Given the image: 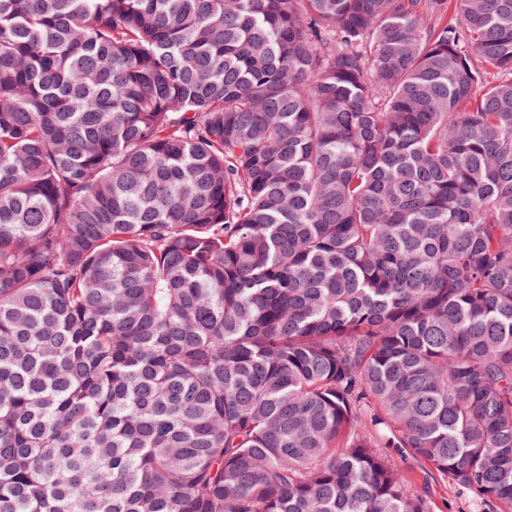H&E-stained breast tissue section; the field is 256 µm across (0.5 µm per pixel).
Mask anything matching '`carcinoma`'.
I'll use <instances>...</instances> for the list:
<instances>
[{"mask_svg":"<svg viewBox=\"0 0 512 512\" xmlns=\"http://www.w3.org/2000/svg\"><path fill=\"white\" fill-rule=\"evenodd\" d=\"M512 512V0H0V512ZM398 468L411 480V493L424 496L432 507V512H501L506 510L491 504L472 492L440 479L436 474L427 475L425 465L405 448H382Z\"/></svg>","mask_w":512,"mask_h":512,"instance_id":"1","label":"carcinoma"}]
</instances>
